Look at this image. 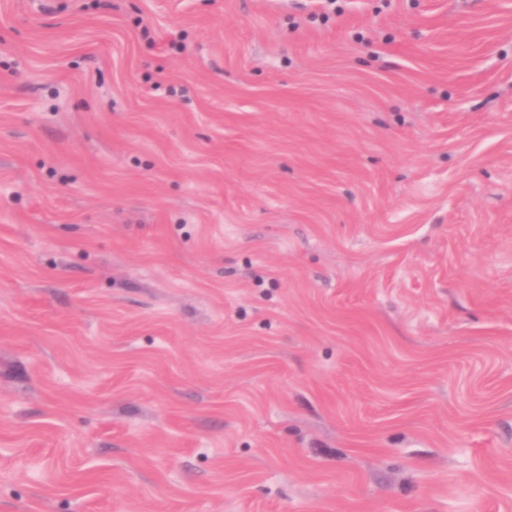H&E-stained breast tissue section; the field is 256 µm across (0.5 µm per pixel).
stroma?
I'll use <instances>...</instances> for the list:
<instances>
[{
	"instance_id": "obj_1",
	"label": "stroma",
	"mask_w": 512,
	"mask_h": 512,
	"mask_svg": "<svg viewBox=\"0 0 512 512\" xmlns=\"http://www.w3.org/2000/svg\"><path fill=\"white\" fill-rule=\"evenodd\" d=\"M0 0V512H512V0Z\"/></svg>"
}]
</instances>
